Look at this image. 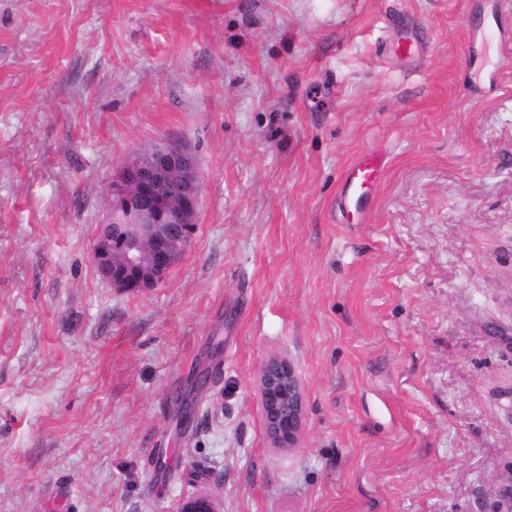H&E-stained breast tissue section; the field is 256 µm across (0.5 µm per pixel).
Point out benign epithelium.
<instances>
[{
    "label": "benign epithelium",
    "mask_w": 512,
    "mask_h": 512,
    "mask_svg": "<svg viewBox=\"0 0 512 512\" xmlns=\"http://www.w3.org/2000/svg\"><path fill=\"white\" fill-rule=\"evenodd\" d=\"M201 195L193 156L163 139L118 171L108 188L112 214L98 226L93 262L112 288L140 293L162 283L193 244ZM258 390L267 436L275 448L297 447L304 421L302 383L293 364L267 359ZM175 512H223L219 499L200 491Z\"/></svg>",
    "instance_id": "benign-epithelium-1"
}]
</instances>
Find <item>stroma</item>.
I'll return each mask as SVG.
<instances>
[{
    "label": "stroma",
    "instance_id": "stroma-1",
    "mask_svg": "<svg viewBox=\"0 0 512 512\" xmlns=\"http://www.w3.org/2000/svg\"><path fill=\"white\" fill-rule=\"evenodd\" d=\"M0 0V512H496L512 476V0ZM415 36L421 59L398 55ZM201 181L156 288L102 282L107 189ZM389 160L365 223L347 167ZM305 399L271 448L256 378ZM258 390L266 433L273 447L297 448L305 403L293 364L284 358H268L259 372ZM175 512H222L219 499L208 491H200L194 495L181 498Z\"/></svg>",
    "mask_w": 512,
    "mask_h": 512
}]
</instances>
